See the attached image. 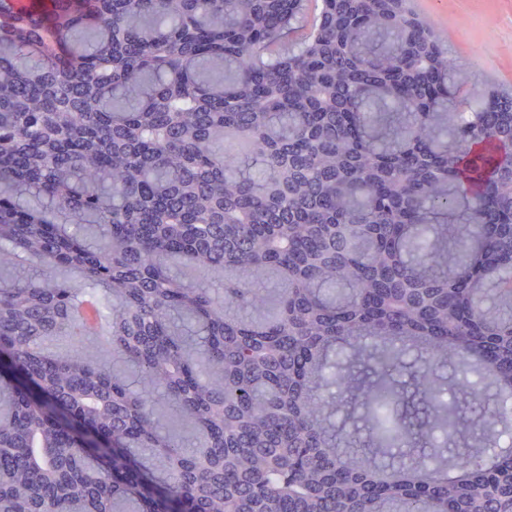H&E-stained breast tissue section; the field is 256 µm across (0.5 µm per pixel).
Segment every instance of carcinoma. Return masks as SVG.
I'll return each instance as SVG.
<instances>
[{
	"instance_id": "cac0c4a2",
	"label": "carcinoma",
	"mask_w": 512,
	"mask_h": 512,
	"mask_svg": "<svg viewBox=\"0 0 512 512\" xmlns=\"http://www.w3.org/2000/svg\"><path fill=\"white\" fill-rule=\"evenodd\" d=\"M505 448L512 94L431 19L0 0V512H512Z\"/></svg>"
}]
</instances>
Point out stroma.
<instances>
[{"mask_svg":"<svg viewBox=\"0 0 512 512\" xmlns=\"http://www.w3.org/2000/svg\"><path fill=\"white\" fill-rule=\"evenodd\" d=\"M430 17L457 68L485 90H512V0H407Z\"/></svg>","mask_w":512,"mask_h":512,"instance_id":"obj_1","label":"stroma"}]
</instances>
